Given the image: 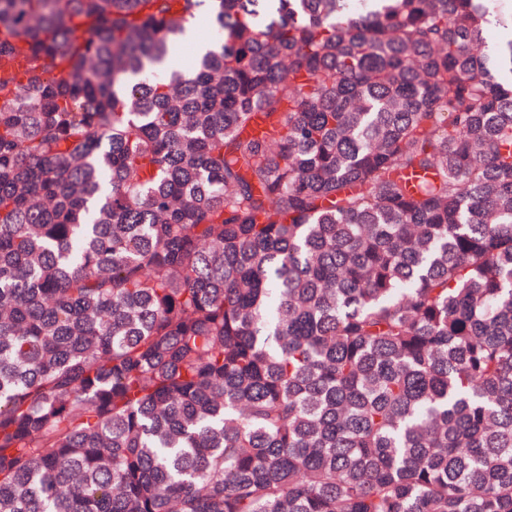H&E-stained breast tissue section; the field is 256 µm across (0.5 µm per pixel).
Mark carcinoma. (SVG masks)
<instances>
[{
	"instance_id": "cac0c4a2",
	"label": "carcinoma",
	"mask_w": 512,
	"mask_h": 512,
	"mask_svg": "<svg viewBox=\"0 0 512 512\" xmlns=\"http://www.w3.org/2000/svg\"><path fill=\"white\" fill-rule=\"evenodd\" d=\"M12 54L0 512H512V0H0Z\"/></svg>"
}]
</instances>
